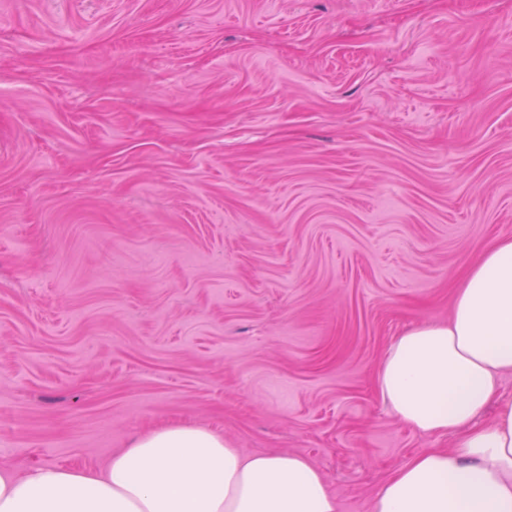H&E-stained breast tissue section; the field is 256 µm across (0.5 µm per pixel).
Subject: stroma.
Instances as JSON below:
<instances>
[{"mask_svg": "<svg viewBox=\"0 0 512 512\" xmlns=\"http://www.w3.org/2000/svg\"><path fill=\"white\" fill-rule=\"evenodd\" d=\"M512 235V0H0V468L172 423L338 512L455 436L376 385Z\"/></svg>", "mask_w": 512, "mask_h": 512, "instance_id": "obj_1", "label": "stroma"}]
</instances>
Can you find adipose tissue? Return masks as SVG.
<instances>
[{
  "mask_svg": "<svg viewBox=\"0 0 512 512\" xmlns=\"http://www.w3.org/2000/svg\"><path fill=\"white\" fill-rule=\"evenodd\" d=\"M512 236L497 239L460 280L448 322H422L395 340L377 387L402 423L456 434L393 472L371 512H512ZM496 415L479 424L489 405ZM0 512H338L320 470L292 454H243L187 424L142 433L99 470L0 469Z\"/></svg>",
  "mask_w": 512,
  "mask_h": 512,
  "instance_id": "1",
  "label": "adipose tissue"
}]
</instances>
